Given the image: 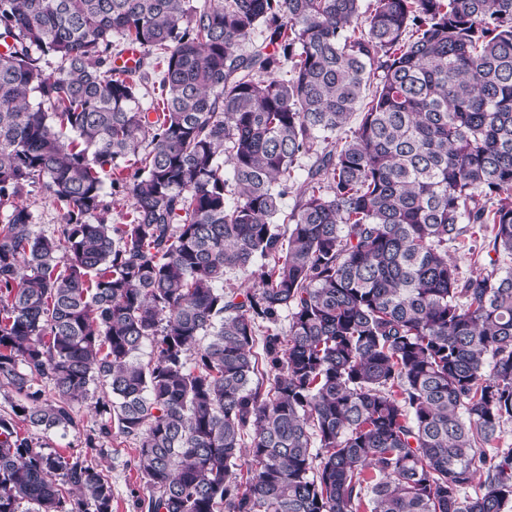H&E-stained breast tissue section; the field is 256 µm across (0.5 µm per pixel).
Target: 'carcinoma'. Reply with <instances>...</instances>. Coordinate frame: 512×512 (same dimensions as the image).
I'll return each instance as SVG.
<instances>
[{
  "label": "carcinoma",
  "mask_w": 512,
  "mask_h": 512,
  "mask_svg": "<svg viewBox=\"0 0 512 512\" xmlns=\"http://www.w3.org/2000/svg\"><path fill=\"white\" fill-rule=\"evenodd\" d=\"M362 2L0 0V387L62 436L106 395L147 512L512 505V271L448 257L475 227L512 257V0ZM0 512L112 484L0 415ZM41 185L29 187L28 195H24L22 201L29 205L35 215V230L44 234H52L56 224L60 221V209L40 188Z\"/></svg>",
  "instance_id": "obj_1"
}]
</instances>
